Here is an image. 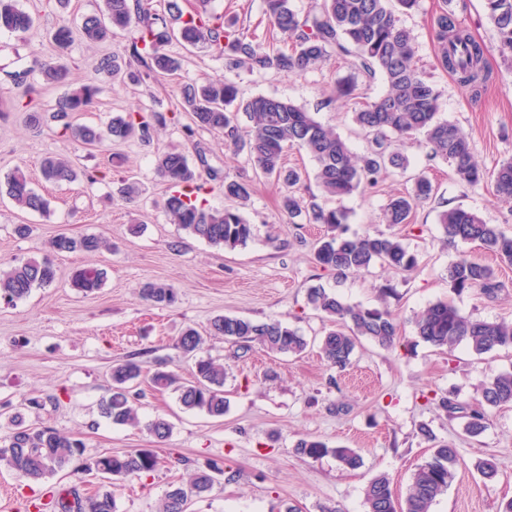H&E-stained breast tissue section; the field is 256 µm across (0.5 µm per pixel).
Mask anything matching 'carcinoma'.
I'll list each match as a JSON object with an SVG mask.
<instances>
[{
	"label": "carcinoma",
	"instance_id": "carcinoma-1",
	"mask_svg": "<svg viewBox=\"0 0 512 512\" xmlns=\"http://www.w3.org/2000/svg\"><path fill=\"white\" fill-rule=\"evenodd\" d=\"M487 17L497 34L499 50L512 52V0H484ZM266 13L273 26L293 41L292 52H267L260 45L214 21L202 10L185 19L178 0H167L169 20L155 22L150 0H103L99 13L84 18L81 37L88 43H101L112 37L113 29L130 32L132 54L146 71L156 76L172 75L181 68V60L165 51L177 39L189 46L211 44L228 53L234 64L250 69H275L295 74L316 69L332 56L344 59L351 70L348 79L336 86L335 98L354 96L355 78L368 80L380 76L387 90L374 101L353 112V122L368 138L369 147L361 155L354 154L335 130L317 121L312 113L290 101L266 96L238 98V89L231 81L186 85L181 89L182 107L191 113L196 126L224 133V145L247 151L250 161L267 177H273L288 188L282 208L288 217H301L308 224H325L330 233L317 242L315 259L324 270L339 274L359 272L379 263L402 272H412L419 261L395 235L365 234L348 236L343 225L348 214L342 208H326L316 198L304 200L296 196L294 187L301 175L284 166L285 149H304L316 166V179L325 195L338 199L364 188L377 186L379 179L396 170H404L407 157L395 140L416 134L423 135L430 159L448 163L456 180L462 185H476L485 180L471 149L469 134L456 123L438 117V95L419 71L416 51L399 15L412 11L417 0H318L314 9L301 17L290 7V0H265ZM34 28L33 17L19 8L17 0H0V31L6 30L26 37ZM433 40L437 46L440 66L457 81L478 92L491 79L487 57L491 47L477 41L456 22L455 12L448 9V0L431 20ZM97 71L111 79L128 77L135 81L140 75L125 71L122 58L116 54L102 57ZM49 86H66L68 90L57 102L54 118L61 122V132L72 135L85 145L105 141L124 142L138 136L151 137L152 125L138 112L112 117L106 128L75 126L71 116L84 111L97 93V87L84 84L70 87L68 69L61 64L47 63L41 71ZM251 122L247 128L238 123V113ZM158 174L172 184H184L195 190V169L179 152H163L156 158ZM42 175L48 182H71L77 173L65 158H47ZM213 180L222 179L224 196L239 202L250 199L252 186L227 177H219L212 169ZM493 194L504 202L512 201V158L498 165L490 176ZM10 198L27 211L44 214L49 201L31 186L20 169L6 177L0 195ZM433 185L426 178L415 181L411 191L390 199L383 211L387 224H407L414 209L430 199ZM166 209L173 223L185 232L214 246L235 248L253 236V227L235 209H206L192 200L190 194L176 192L166 199ZM438 224L448 246L459 242H477L483 250L512 265V236L495 224H489L477 213L461 208L439 212ZM51 246L59 252H96L110 247L107 239L96 235L79 237L60 234ZM56 281V269L48 259L22 260L8 270H0V300L14 303L29 295L34 288L47 287ZM104 272L94 267L77 269L71 286L85 293L100 289ZM448 284L461 294L480 290L486 295L500 288L494 268L460 256L448 266ZM140 296L151 303L169 305L176 299L174 288L161 282H147L139 289ZM314 309L342 328L329 331L321 340L324 360L332 368H344L351 362L358 337H366L380 346H389L397 335V324L388 310L363 308L342 302L335 294L320 286L308 291ZM416 335L425 343L453 351L465 345L477 355L501 347H512V322L472 319L463 315L452 303L440 300L415 315ZM210 335L222 336L241 344L257 342L279 354H299L308 343L287 324L277 319L264 321L236 316H218L210 325ZM183 356L194 361L193 379L180 381L172 371L157 369L150 377L158 390L171 389L189 410H199L212 417H222L228 409L224 397V364L199 355L204 339L194 329H187L178 339ZM142 375L141 364L126 359L112 366V391L100 403V414L114 425H140L139 406L129 395V384ZM512 404V371L495 374L481 391L477 406L467 413L465 429L479 435L486 429V409ZM148 432L159 442L171 434L172 426L157 417L146 424ZM295 448L304 456L317 458L332 453L345 468L361 466L362 457L350 448H328L318 440L301 439ZM96 464L102 478L111 481L140 478L154 472L161 464L150 448L133 451L105 452L86 455V444L79 438L50 427H31L21 415L12 419V431L0 445V468L18 477L40 482L75 460ZM461 466L458 448L443 442L433 448L429 459L412 475L405 506H400L390 479L380 474L364 489L367 512H432L437 498L448 490ZM224 476V461L207 458L196 466L182 482L171 486L161 501L159 512H181L182 503L211 490ZM34 512H116L112 491L101 488L90 492L79 486L52 491L45 498L29 501Z\"/></svg>",
	"mask_w": 512,
	"mask_h": 512
}]
</instances>
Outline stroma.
Instances as JSON below:
<instances>
[{
  "label": "stroma",
  "mask_w": 512,
  "mask_h": 512,
  "mask_svg": "<svg viewBox=\"0 0 512 512\" xmlns=\"http://www.w3.org/2000/svg\"><path fill=\"white\" fill-rule=\"evenodd\" d=\"M180 3L187 16L203 7L223 16L225 24L247 32L265 49L291 48L271 26L264 0ZM441 4L418 0L401 21L417 45L419 68L439 96L440 118L469 132L475 159L490 170L512 158V63L494 49L495 32L483 0H454L458 21L492 48L487 63L493 78L486 90L477 96L461 85L439 66L430 34V20ZM18 5L34 18L35 30L24 39L0 32V182L22 169L32 188L48 199L50 211L42 215L0 201V265L48 254L57 278L16 303L0 301V438L9 435L10 419L25 399L49 396L52 404L26 414L27 424L81 437L92 455L153 449L162 460L155 472L113 481L117 512H157L186 468L209 457L223 458L224 477L210 492L193 498L189 512H284L290 504L299 512H321L325 507L365 512L363 488L372 478L388 474L395 495L405 498L413 472L429 458L434 442H450L462 464L433 512H499L512 499V405L488 409V427L476 437L465 430L466 411L494 374L512 369V347L482 355L463 346L440 350L416 338L413 317L427 304L446 299L472 318L512 321V266L496 262L474 243L443 245L437 222L445 203L477 212L512 235V204L500 202L487 185L457 183L445 161L429 160L422 136L404 139L406 169L387 174L372 189L328 200L327 205L347 210V234L399 236L417 254L419 266L410 274L375 265L336 275L314 258L313 246L324 234V225L290 222L282 210L281 186L257 172L245 154L225 147L223 133L194 127L181 110L180 88L227 79L235 83L240 97L292 101L333 127L360 154L367 139L352 121L354 103L333 98L337 81L350 74L343 60L332 58L298 74L252 72L233 68L227 54L216 47L186 49L174 42L167 50L181 59L176 74L111 83L96 70L102 56L116 53L132 70L141 68L130 53L126 32L115 31L112 39L91 46L78 38L64 52L48 38L59 25L78 26L82 17L99 10L102 0H70L64 9L54 0H19ZM48 61L66 66L73 84L99 87L74 123L102 128L112 116L126 112H160L171 121L157 127L147 142L132 139L91 147L63 137L53 108L64 89L44 84L41 68ZM22 69L29 73L25 89L8 78ZM28 93L42 114L36 127L15 107ZM171 150L185 154L190 165L203 160L219 174L252 185L250 200L240 208L254 232L246 245L216 247L171 222L165 201L172 187L155 171L157 154ZM53 155L73 162L78 181L44 180L42 163ZM422 176L433 184L432 200L414 210L409 223H382L389 200L410 191ZM127 181L139 187L136 202H126L118 192ZM19 224L29 225L26 237L15 234ZM60 233L101 236L114 247L51 254L50 242ZM175 240L182 243L177 252L169 248ZM462 255L494 266L501 283L496 294L450 290L448 266ZM86 266L106 273L102 288L89 294L70 286L73 271ZM147 281L172 285L175 302L147 305L138 294ZM385 284L395 290L387 302L400 326L395 344L384 348L360 339L347 368L328 367L318 344L334 324L308 303V289L320 285L343 302L376 308L377 288ZM219 315L279 319L305 336L309 346L299 355L272 354L256 344L244 353L238 345L209 337L205 355L223 361L227 369L224 394L229 409L221 418L185 410L172 391L154 392L145 383H133V392L143 395L144 423L157 416L170 422L172 432L164 443H157L144 424L118 426L101 417L99 403L109 394L113 364L132 357L151 371L161 361L182 379H190L191 367L176 340L189 328L206 333ZM443 396L455 404V411L439 406ZM424 427L430 437L421 435ZM301 439L322 441L331 452L317 459L300 455L294 445ZM336 447L358 451L362 467L343 468L332 454ZM489 456L499 467L491 483L473 468L476 460ZM82 478L76 462L40 484L2 469L0 512H25L33 497L78 484Z\"/></svg>",
  "instance_id": "obj_1"
}]
</instances>
